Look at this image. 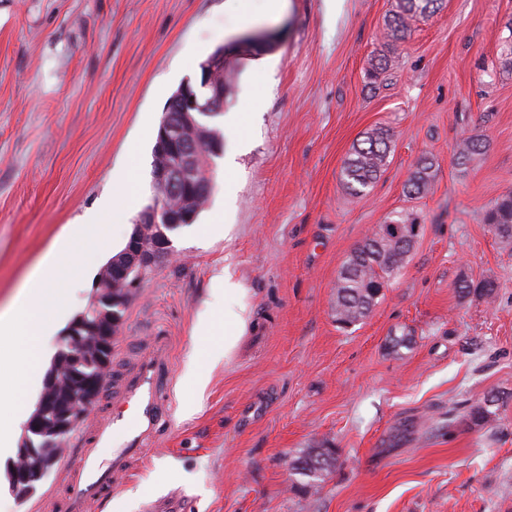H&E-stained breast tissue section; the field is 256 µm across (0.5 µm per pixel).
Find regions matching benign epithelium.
I'll return each mask as SVG.
<instances>
[{
  "label": "benign epithelium",
  "instance_id": "7a95c632",
  "mask_svg": "<svg viewBox=\"0 0 512 512\" xmlns=\"http://www.w3.org/2000/svg\"><path fill=\"white\" fill-rule=\"evenodd\" d=\"M228 64L229 58L224 53L204 61L201 64L203 91L193 93L190 89H185L179 97L181 110L203 114L220 111L227 94V84L216 81L215 76L226 70ZM177 145L184 149L189 145L195 149L200 146L210 149L218 147V144L206 138L195 140L185 138L179 116L169 111L164 112L154 146L155 156L160 158V161L153 163L152 200L139 222L135 224L122 259L110 266L112 278L122 283L127 293L141 277L144 267L151 266L158 259L171 255V241L168 233L182 223V219L191 216L190 212L184 211L179 217L163 202L165 197L179 193L180 178L184 177L188 162L186 153L174 152V147ZM121 301L122 298L115 295L95 294L96 306L90 310L93 321L83 319L70 325L64 335L61 352L70 357L79 356L82 351V332L91 327L97 328V337L102 345L112 344L114 339L112 324L105 323L107 314L105 307H113ZM100 385L101 380L89 378L82 383L84 395L73 398L64 406L45 403V406L51 410L52 421H46L44 414L41 413L31 424V428L36 432L50 431L58 435L68 432L97 399Z\"/></svg>",
  "mask_w": 512,
  "mask_h": 512
}]
</instances>
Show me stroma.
Masks as SVG:
<instances>
[{
	"mask_svg": "<svg viewBox=\"0 0 512 512\" xmlns=\"http://www.w3.org/2000/svg\"><path fill=\"white\" fill-rule=\"evenodd\" d=\"M398 0H288L239 24L227 0H0V310L48 249L138 161L152 197L154 134L170 95L201 63L247 33L225 113L246 143L225 139L227 236L206 214L170 232L171 258L132 288L113 360L171 338L172 421L144 448L98 512H512V241L485 215L512 193V0H441L398 37ZM390 67L371 79L372 59ZM392 134L386 169L350 195L341 166L366 132ZM481 136L467 165L454 153ZM139 142V157L130 145ZM433 158L430 192L404 186ZM421 225L405 267L363 322L341 327L336 279L351 249L390 218ZM230 267L247 290L249 327L226 359L219 337L193 336L212 275ZM494 281L492 298L457 284ZM412 338L394 348L392 339ZM209 375L182 383L188 361ZM492 405L484 426L472 408ZM78 421L35 492L0 462V512H62L78 467ZM318 441L336 468L308 493L291 462ZM485 148L486 141L478 136L463 139L455 153L457 165H466L474 156L482 154Z\"/></svg>",
	"mask_w": 512,
	"mask_h": 512,
	"instance_id": "1",
	"label": "stroma"
}]
</instances>
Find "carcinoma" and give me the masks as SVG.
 Masks as SVG:
<instances>
[{
	"instance_id": "carcinoma-1",
	"label": "carcinoma",
	"mask_w": 512,
	"mask_h": 512,
	"mask_svg": "<svg viewBox=\"0 0 512 512\" xmlns=\"http://www.w3.org/2000/svg\"><path fill=\"white\" fill-rule=\"evenodd\" d=\"M439 8L438 0H399V11L389 23L392 36L407 30L408 21L417 15L433 13ZM486 141L477 136L461 141L455 153L456 163L467 164L474 156L483 153ZM390 151V136L385 131L366 136L358 143L350 156L344 161L340 171V181L344 188L354 196H362L381 176ZM217 154L200 151L195 154L192 163L190 183L183 188L194 202L192 207L206 204L208 199H200V184L205 180V173L211 167ZM432 159L424 156L419 159L405 184V191L410 197H421L431 188ZM486 221L491 224L496 235L504 240L512 239V194L499 198L486 213ZM412 246L396 238L369 233L350 252L341 270L348 276L337 278L335 312L336 322L352 326L369 316L377 300L382 295L390 279L398 274L406 263ZM83 357L74 359L57 355L53 365L59 369V382L52 392V397L67 402L79 392V386L85 378L99 375L95 365L98 350L97 337L87 335L83 338ZM26 438L42 447V454L57 457L60 453V440H49L36 432H27ZM336 463V451L317 442L304 449L291 465L295 474L307 477L304 488L316 492L324 477Z\"/></svg>"
}]
</instances>
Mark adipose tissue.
Returning a JSON list of instances; mask_svg holds the SVG:
<instances>
[{
	"mask_svg": "<svg viewBox=\"0 0 512 512\" xmlns=\"http://www.w3.org/2000/svg\"><path fill=\"white\" fill-rule=\"evenodd\" d=\"M249 322L245 290L235 281L231 269L224 268L210 279L209 298L198 315L195 336H219L225 349L235 347Z\"/></svg>",
	"mask_w": 512,
	"mask_h": 512,
	"instance_id": "1",
	"label": "adipose tissue"
}]
</instances>
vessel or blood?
I'll list each match as a JSON object with an SVG mask.
<instances>
[{
  "label": "vessel or blood",
  "mask_w": 512,
  "mask_h": 512,
  "mask_svg": "<svg viewBox=\"0 0 512 512\" xmlns=\"http://www.w3.org/2000/svg\"><path fill=\"white\" fill-rule=\"evenodd\" d=\"M169 339L158 334L137 355L131 369L115 367L107 407L85 430L81 465L69 475L63 512H93L111 498L118 476L159 436L169 421Z\"/></svg>",
  "instance_id": "obj_1"
}]
</instances>
